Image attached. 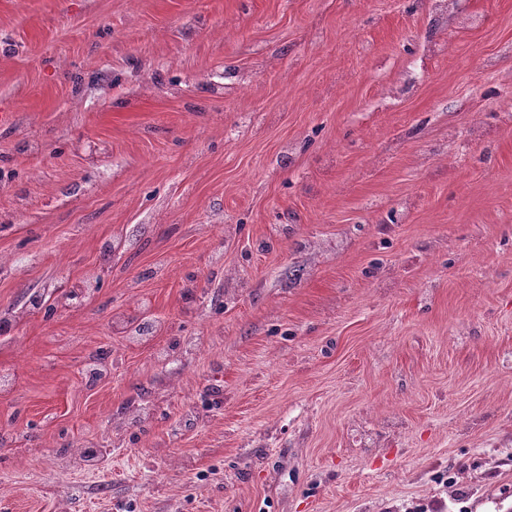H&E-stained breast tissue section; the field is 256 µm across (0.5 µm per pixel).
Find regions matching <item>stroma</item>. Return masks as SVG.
I'll list each match as a JSON object with an SVG mask.
<instances>
[{
    "instance_id": "obj_1",
    "label": "stroma",
    "mask_w": 512,
    "mask_h": 512,
    "mask_svg": "<svg viewBox=\"0 0 512 512\" xmlns=\"http://www.w3.org/2000/svg\"><path fill=\"white\" fill-rule=\"evenodd\" d=\"M4 317L0 512H512V0H0Z\"/></svg>"
}]
</instances>
